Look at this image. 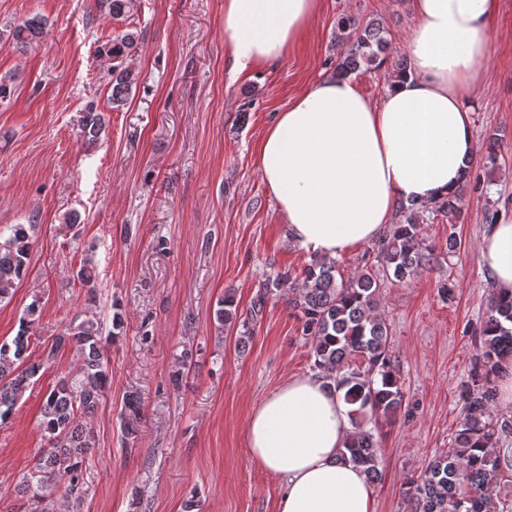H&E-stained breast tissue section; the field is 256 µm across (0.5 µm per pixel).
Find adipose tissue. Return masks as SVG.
<instances>
[{
  "mask_svg": "<svg viewBox=\"0 0 512 512\" xmlns=\"http://www.w3.org/2000/svg\"><path fill=\"white\" fill-rule=\"evenodd\" d=\"M500 0H411L406 79L372 103L350 78L326 77L276 113L258 167L303 249L336 258L376 238L398 204L453 192L477 152L473 103ZM319 0H224L236 71L283 60ZM495 288L512 293V217L480 241ZM341 390L292 374L253 411L249 452L283 491L277 512H376L371 482L341 456L352 434Z\"/></svg>",
  "mask_w": 512,
  "mask_h": 512,
  "instance_id": "adipose-tissue-1",
  "label": "adipose tissue"
}]
</instances>
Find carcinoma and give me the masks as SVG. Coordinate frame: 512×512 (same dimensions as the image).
<instances>
[{
	"instance_id": "obj_1",
	"label": "carcinoma",
	"mask_w": 512,
	"mask_h": 512,
	"mask_svg": "<svg viewBox=\"0 0 512 512\" xmlns=\"http://www.w3.org/2000/svg\"><path fill=\"white\" fill-rule=\"evenodd\" d=\"M97 3L114 20H123L138 9V0ZM43 25L44 19L33 17L10 28L8 37L13 44L25 46ZM337 29L339 43L353 34L356 40L338 55L334 75L346 76L362 67L376 69L387 59L390 42L379 24H361L345 16L338 19ZM138 44V33L126 30L99 49L100 55L116 61L111 101L117 108L125 104L136 84L137 74L125 61L135 55ZM100 125L95 109H88L80 137L88 143L98 141ZM499 205V200L485 197L484 223L498 221ZM463 214L460 189L430 202L402 203L398 221L379 241L377 268H365L339 281L336 262L316 257L302 269V287L289 301L301 321L302 335L313 343L314 369L344 390V401L351 406L349 417L356 431L342 457L360 466L372 482L379 477L377 440L373 430L366 428V418L396 416L404 398L389 350V328L376 313L377 298L385 282L412 280L436 260L433 249L419 242L420 224L426 218L442 215L451 221ZM34 228L33 224H14L8 237L0 239V302L12 295L16 282L26 274ZM76 277L94 293L92 258L83 262ZM287 277L286 272L267 275L240 322L234 296L224 295L216 313L219 328L239 324L243 335H250V326L262 319L269 296ZM38 313L39 301L35 300L28 305L16 336L0 343V425L14 415L30 380L53 362L60 349H73L76 368L60 377L41 405V427L50 447L20 485L21 493L31 501L29 512H55L54 498L77 506L89 492L86 460L94 447V435L84 420L93 417L111 379L109 341L96 321L74 320L55 337L42 360L32 361L28 348ZM475 335L480 345L460 390L463 419L454 437L455 448L430 460L421 478L406 483L404 496L411 512H512L508 493L493 482L494 473L512 461V421L497 418L493 409L494 379L501 362L512 359V296L491 294ZM356 355L364 357V368L350 366Z\"/></svg>"
}]
</instances>
